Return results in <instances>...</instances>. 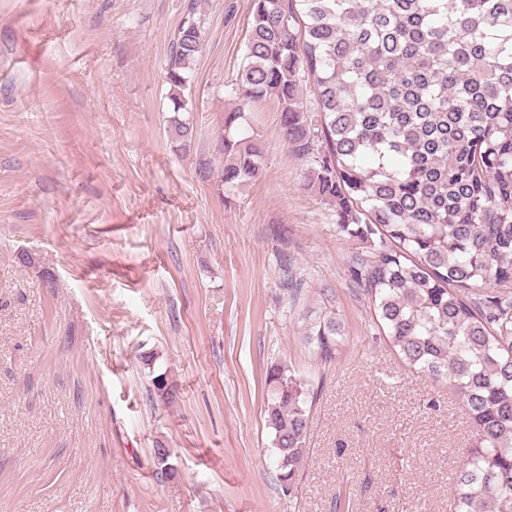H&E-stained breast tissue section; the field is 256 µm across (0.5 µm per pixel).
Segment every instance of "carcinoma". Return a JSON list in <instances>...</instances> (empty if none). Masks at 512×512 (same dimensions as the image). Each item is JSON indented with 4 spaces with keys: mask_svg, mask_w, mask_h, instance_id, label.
<instances>
[{
    "mask_svg": "<svg viewBox=\"0 0 512 512\" xmlns=\"http://www.w3.org/2000/svg\"><path fill=\"white\" fill-rule=\"evenodd\" d=\"M234 93L274 97L280 137L324 152L309 189L336 225L370 244L357 258L378 330L404 365L467 409L474 439L453 474L448 512H512V0H252ZM181 26L167 79L173 139L186 147L189 63ZM312 84L314 125L300 93ZM224 118L220 178L261 175L259 148ZM336 292L323 288L302 341L325 363L346 340ZM278 480L291 493L314 399L285 363L266 373Z\"/></svg>",
    "mask_w": 512,
    "mask_h": 512,
    "instance_id": "carcinoma-1",
    "label": "carcinoma"
}]
</instances>
